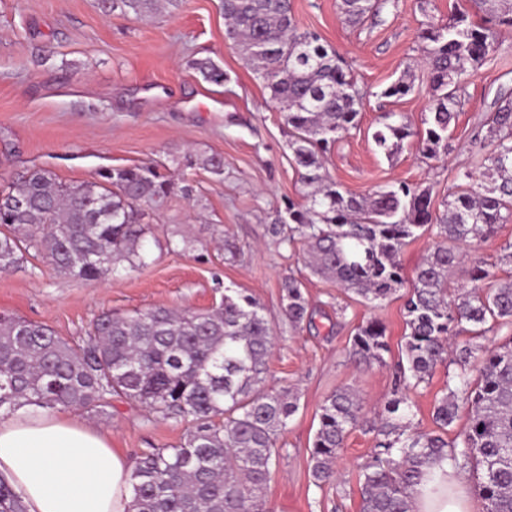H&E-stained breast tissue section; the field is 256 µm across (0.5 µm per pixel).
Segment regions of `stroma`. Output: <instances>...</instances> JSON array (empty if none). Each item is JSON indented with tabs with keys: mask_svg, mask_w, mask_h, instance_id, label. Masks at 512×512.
Returning a JSON list of instances; mask_svg holds the SVG:
<instances>
[{
	"mask_svg": "<svg viewBox=\"0 0 512 512\" xmlns=\"http://www.w3.org/2000/svg\"><path fill=\"white\" fill-rule=\"evenodd\" d=\"M337 2L292 0L299 26L333 46L368 92L358 126L328 156L330 175L356 195L401 181L428 186L434 203H441L456 190L455 172L470 156L473 133L497 96L512 92V30L497 35L508 53L468 71V97L451 126L448 155L424 159L411 138L389 158L372 135L386 112L421 128L429 83L417 32L425 21L447 22L454 0H432L425 12L418 0H393L361 27L345 23ZM204 58L228 74L224 85L206 83L195 71L193 61ZM407 70L417 93L382 97ZM288 140L268 90L225 40L221 0H180L142 20L104 13L98 0H0V188L34 167L82 182L95 180L105 167L145 163L193 188L192 197L174 194L153 218L157 236L189 231L192 249L148 242L145 265L98 282L58 275L31 253L20 267L0 272V313L47 325L81 344L105 313L204 311L219 305L225 290L252 295L274 329L265 388L292 389L299 403L278 440L281 455L265 491L267 506L270 512H360L359 467L374 451L373 433L352 430L336 477L320 485L311 475L310 447L320 407L336 389L355 387L372 420L391 398L405 298L399 293L371 307L335 281L311 275L302 247L267 236L276 207L300 200L303 190ZM213 154L224 161L222 176L179 162ZM225 238L239 247L237 261L225 260ZM290 275L305 282L315 311L312 327L292 329L282 313L281 282ZM371 317L385 324L391 344L383 366L359 365L349 354L355 327ZM457 371L452 362L438 367L411 392L417 430H433L435 400ZM72 416L106 433L131 465L145 452L179 445L190 429L117 397L106 414L76 410Z\"/></svg>",
	"mask_w": 512,
	"mask_h": 512,
	"instance_id": "obj_1",
	"label": "stroma"
}]
</instances>
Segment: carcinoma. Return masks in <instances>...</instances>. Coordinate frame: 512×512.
<instances>
[{"instance_id":"carcinoma-1","label":"carcinoma","mask_w":512,"mask_h":512,"mask_svg":"<svg viewBox=\"0 0 512 512\" xmlns=\"http://www.w3.org/2000/svg\"><path fill=\"white\" fill-rule=\"evenodd\" d=\"M177 0H102L107 12L148 18ZM389 0H339L345 22L360 26ZM483 13L474 22L458 12L446 24L418 33L431 93L426 128L419 132L395 112L383 115L375 145L388 157L412 137L423 157L448 154V129L466 95L467 67L498 51L497 34L512 28L503 0H473ZM230 47L251 65L291 129L289 149L305 188L303 202L274 211L266 232L279 245L306 247L312 273L326 276L365 302H381L406 284L400 254L428 231L430 253L415 269L405 303L394 397L385 418L368 424L357 391L343 387L320 407L310 450L311 473L321 484L349 432L369 426L375 449L361 465L360 512H412V491L434 480L443 464L481 470L483 512H512V341L497 347L464 345L448 350V336L466 321L482 333L512 326V276L495 279L485 264L460 251L493 238L512 220V95L502 93L486 118L487 143L456 173L458 190L434 208L432 189L401 182L367 196L345 191L331 178L325 156L357 126L366 94L338 52L314 31L300 29L290 0H223ZM194 69L222 85L224 70L211 59ZM418 92L406 71L383 89L385 98ZM174 184L150 165L103 168L97 179L63 183L33 169L0 190V271L19 266L34 251L56 273L95 282L145 264L147 221L174 194ZM465 270L469 290L449 298L448 280ZM283 313L295 329L312 323L304 283H281ZM273 328L252 296L234 291L212 310L155 308L122 316L101 315L88 339L74 345L45 325L0 314V415L34 404L100 413L112 397L135 400L167 419L187 421L184 441L149 451L131 472V512H264V489L279 448V434L298 411L288 390L263 383ZM391 348L376 318L359 324L351 355L367 366L386 364ZM476 382L467 365L476 353ZM460 367L436 400L435 430H411L410 391L429 380L448 354ZM470 407L467 428L454 438L459 402ZM0 512L25 505L0 480Z\"/></svg>"}]
</instances>
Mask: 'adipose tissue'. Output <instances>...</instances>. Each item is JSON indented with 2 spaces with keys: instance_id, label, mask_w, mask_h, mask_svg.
<instances>
[{
  "instance_id": "adipose-tissue-1",
  "label": "adipose tissue",
  "mask_w": 512,
  "mask_h": 512,
  "mask_svg": "<svg viewBox=\"0 0 512 512\" xmlns=\"http://www.w3.org/2000/svg\"><path fill=\"white\" fill-rule=\"evenodd\" d=\"M0 476L27 512H129L130 470L107 437L64 414L25 406L0 418ZM434 494L418 487L414 512H469L457 474L441 470Z\"/></svg>"
}]
</instances>
